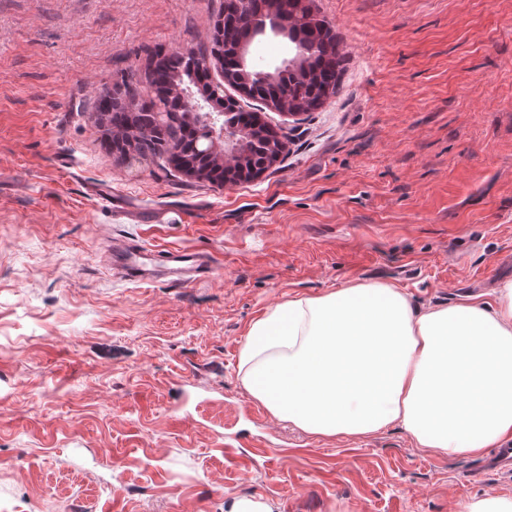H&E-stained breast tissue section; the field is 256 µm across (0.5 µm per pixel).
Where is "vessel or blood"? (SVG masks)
<instances>
[{
    "label": "vessel or blood",
    "mask_w": 512,
    "mask_h": 512,
    "mask_svg": "<svg viewBox=\"0 0 512 512\" xmlns=\"http://www.w3.org/2000/svg\"><path fill=\"white\" fill-rule=\"evenodd\" d=\"M115 265L129 280L141 282L157 271L173 272L174 282L187 285L206 277L213 265L201 253L159 251L143 244L127 243L116 254Z\"/></svg>",
    "instance_id": "vessel-or-blood-1"
}]
</instances>
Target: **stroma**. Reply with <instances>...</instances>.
<instances>
[{
    "label": "stroma",
    "mask_w": 512,
    "mask_h": 512,
    "mask_svg": "<svg viewBox=\"0 0 512 512\" xmlns=\"http://www.w3.org/2000/svg\"><path fill=\"white\" fill-rule=\"evenodd\" d=\"M224 0H0V512H462L512 498L485 455L390 426L325 438L243 383L249 325L351 281L419 308L512 280V0H314L335 94L257 179L219 186L106 145L94 102L157 52L209 50ZM131 211L168 214L135 223ZM200 252L189 285L114 274L113 243ZM466 512H512V498L489 497L470 502Z\"/></svg>",
    "instance_id": "stroma-1"
}]
</instances>
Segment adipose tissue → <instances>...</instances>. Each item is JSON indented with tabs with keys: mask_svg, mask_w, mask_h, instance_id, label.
Segmentation results:
<instances>
[{
	"mask_svg": "<svg viewBox=\"0 0 512 512\" xmlns=\"http://www.w3.org/2000/svg\"><path fill=\"white\" fill-rule=\"evenodd\" d=\"M240 368L278 420L322 437L400 426L440 456L512 440V280L492 303L417 311L355 281L277 305L249 327Z\"/></svg>",
	"mask_w": 512,
	"mask_h": 512,
	"instance_id": "obj_1",
	"label": "adipose tissue"
}]
</instances>
